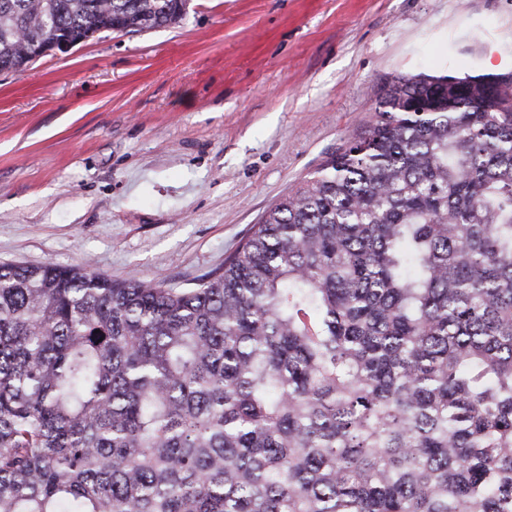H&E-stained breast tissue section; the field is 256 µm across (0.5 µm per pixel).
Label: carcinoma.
<instances>
[{
    "label": "carcinoma",
    "mask_w": 512,
    "mask_h": 512,
    "mask_svg": "<svg viewBox=\"0 0 512 512\" xmlns=\"http://www.w3.org/2000/svg\"><path fill=\"white\" fill-rule=\"evenodd\" d=\"M187 4L0 0V71ZM0 512H512V76L388 80L194 288L1 264Z\"/></svg>",
    "instance_id": "carcinoma-1"
}]
</instances>
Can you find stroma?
Masks as SVG:
<instances>
[{"label":"stroma","mask_w":512,"mask_h":512,"mask_svg":"<svg viewBox=\"0 0 512 512\" xmlns=\"http://www.w3.org/2000/svg\"><path fill=\"white\" fill-rule=\"evenodd\" d=\"M512 0H191L0 72V264L191 288L399 74H497Z\"/></svg>","instance_id":"35a3bbf8"}]
</instances>
